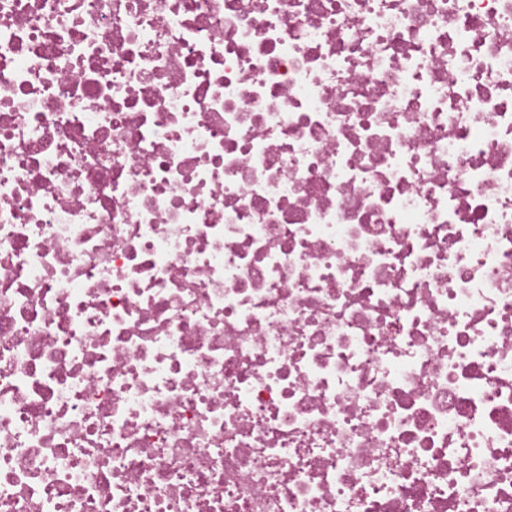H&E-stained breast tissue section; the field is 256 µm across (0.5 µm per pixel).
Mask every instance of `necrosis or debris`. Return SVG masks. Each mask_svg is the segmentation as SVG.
Masks as SVG:
<instances>
[{
  "mask_svg": "<svg viewBox=\"0 0 512 512\" xmlns=\"http://www.w3.org/2000/svg\"><path fill=\"white\" fill-rule=\"evenodd\" d=\"M0 512H512V0H0Z\"/></svg>",
  "mask_w": 512,
  "mask_h": 512,
  "instance_id": "4bbe7bcc",
  "label": "necrosis or debris"
}]
</instances>
